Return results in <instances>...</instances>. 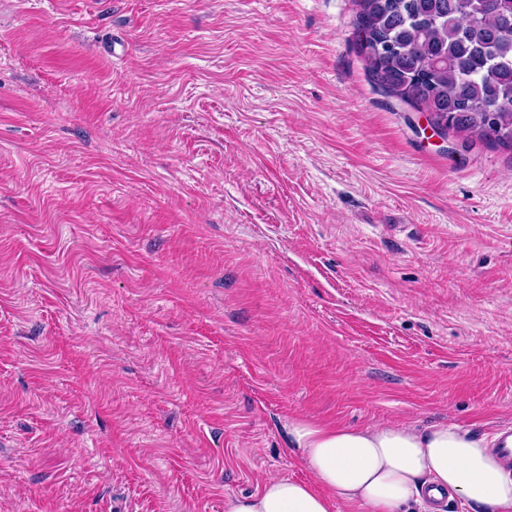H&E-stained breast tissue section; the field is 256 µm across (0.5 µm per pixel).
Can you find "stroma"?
Instances as JSON below:
<instances>
[{"mask_svg":"<svg viewBox=\"0 0 512 512\" xmlns=\"http://www.w3.org/2000/svg\"><path fill=\"white\" fill-rule=\"evenodd\" d=\"M354 0H0V512H225L288 424L512 427V151Z\"/></svg>","mask_w":512,"mask_h":512,"instance_id":"1","label":"stroma"}]
</instances>
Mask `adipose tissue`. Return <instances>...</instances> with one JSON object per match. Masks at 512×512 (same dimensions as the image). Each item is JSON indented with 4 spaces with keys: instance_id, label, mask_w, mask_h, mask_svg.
<instances>
[{
    "instance_id": "ef3b65f1",
    "label": "adipose tissue",
    "mask_w": 512,
    "mask_h": 512,
    "mask_svg": "<svg viewBox=\"0 0 512 512\" xmlns=\"http://www.w3.org/2000/svg\"><path fill=\"white\" fill-rule=\"evenodd\" d=\"M289 435L308 479L272 477L226 512H405L425 491L459 497L473 512H512V470L486 436L456 425L374 429L327 426L300 418Z\"/></svg>"
}]
</instances>
